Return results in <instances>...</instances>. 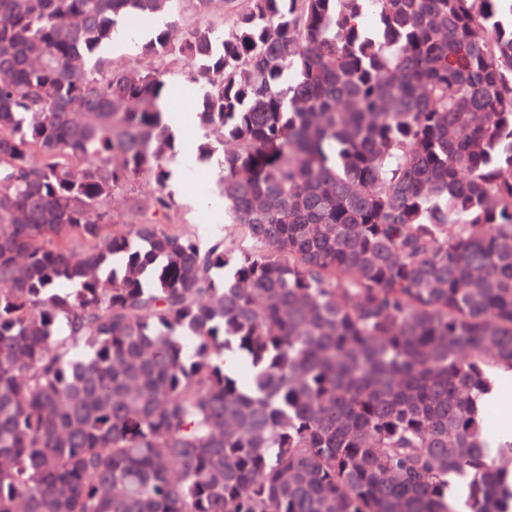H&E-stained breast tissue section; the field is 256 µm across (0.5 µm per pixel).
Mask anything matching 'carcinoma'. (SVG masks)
Returning <instances> with one entry per match:
<instances>
[{"label": "carcinoma", "mask_w": 512, "mask_h": 512, "mask_svg": "<svg viewBox=\"0 0 512 512\" xmlns=\"http://www.w3.org/2000/svg\"><path fill=\"white\" fill-rule=\"evenodd\" d=\"M172 2L0 0V512H512V0ZM154 20H155V18H152V19H149L146 21L136 20L135 22L132 23V27H131L132 33L139 35L141 37V39H139V41H141L140 45L142 43L148 41L153 36L154 31L157 29V27L154 26ZM144 30L147 31L146 35H145ZM140 45L137 49L136 48L137 44H136L135 49L132 52H124V53H115L114 52L113 54H111L110 57L120 59L123 61H129V62L135 64L136 66L143 67V68L152 66L154 64V60L150 56L140 54ZM194 83L198 87L196 95L183 101V109L186 112H191V121L188 125L178 126L173 122L174 113H168L172 120V128L176 135L177 149L174 156L170 157L168 168L171 170L173 163L178 161L181 157L182 141L189 137L196 141L200 138L203 131L198 124L195 113L192 112V105L195 101L201 99L204 92V83L202 81H194L180 73H175L168 78V88H171L170 96L173 94L174 89L182 83ZM169 96V97H170ZM195 146L191 139L184 140L182 147V155L185 159H189L194 155ZM185 176L182 183L178 187H174L171 179L167 184V190L172 192L179 203V216L187 227L193 233L199 236L202 240V232L210 230L212 232L210 238L216 237H230L232 234V224H224V204L221 203L215 195L214 187L217 179V159L201 163L197 160L196 154L193 158L186 162L184 161ZM206 193L215 199L216 205L213 209L207 212H198L193 207V199L198 195ZM486 408L489 414V436L497 438L502 432L504 416L512 415V388L508 391H503L501 386H498L495 399Z\"/></svg>", "instance_id": "obj_1"}]
</instances>
